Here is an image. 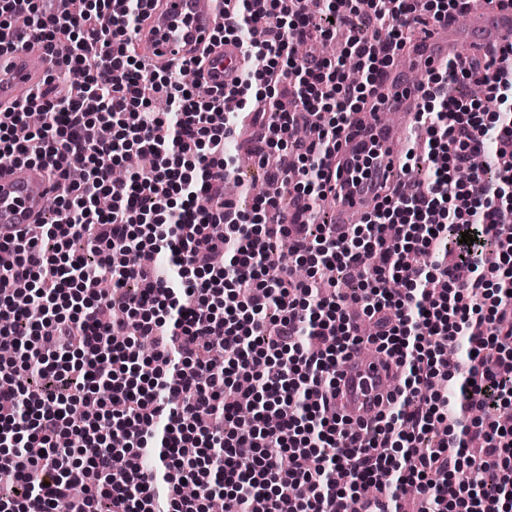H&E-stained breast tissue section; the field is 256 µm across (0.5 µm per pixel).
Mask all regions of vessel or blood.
<instances>
[{
  "instance_id": "vessel-or-blood-1",
  "label": "vessel or blood",
  "mask_w": 512,
  "mask_h": 512,
  "mask_svg": "<svg viewBox=\"0 0 512 512\" xmlns=\"http://www.w3.org/2000/svg\"><path fill=\"white\" fill-rule=\"evenodd\" d=\"M224 23L222 0H154L135 35L142 54L155 66L177 68L204 56L199 73L203 83H232L247 65L239 44L232 39L214 40ZM512 39V8L496 0H472L465 22L451 19L421 32L409 49L410 66H391L378 89L382 110L398 113L393 124L381 112L356 115L341 137L332 170L339 197L335 221L351 223L354 214L371 211L376 203L375 186L397 180L400 146L417 120L418 92L410 79L411 69L426 70L459 56L463 47L485 53ZM53 59L35 37L17 42L13 29L0 28V112L29 98L48 75ZM52 182L41 164H20L0 171V231L7 225L27 227L40 223L51 197ZM400 373L382 352L364 347L341 365L336 378V412L352 423L367 420L382 409L399 385Z\"/></svg>"
}]
</instances>
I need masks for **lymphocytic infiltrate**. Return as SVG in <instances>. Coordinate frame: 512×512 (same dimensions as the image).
I'll return each instance as SVG.
<instances>
[{
	"instance_id": "f902f5d3",
	"label": "lymphocytic infiltrate",
	"mask_w": 512,
	"mask_h": 512,
	"mask_svg": "<svg viewBox=\"0 0 512 512\" xmlns=\"http://www.w3.org/2000/svg\"><path fill=\"white\" fill-rule=\"evenodd\" d=\"M150 2L0 0V27L29 17L55 57L29 102L0 114V151L49 167L57 202L38 233L0 237L11 256L0 264V343L19 355L0 361V512H55L62 501L71 512H209L217 489L224 512H336L370 487L397 503L405 484L424 495L422 512H512V428L496 415L512 404V225L500 219L512 212V43L497 68L461 58L428 69L418 85L428 183L315 238L303 219L328 196L323 159L350 117L419 25L471 0H356L345 12L224 0L225 37L265 64L205 97L129 55ZM340 29L361 81L293 53ZM457 84L483 87L501 113L483 122L481 100L452 95ZM230 100L299 161L274 169L261 151L269 189L249 212L224 197L237 173L224 152ZM136 152L150 165L113 180V161ZM462 169L468 181L456 179ZM296 176L306 186L290 224L279 198ZM278 236L288 259L270 281L261 270ZM447 237L451 265L435 259ZM491 243L500 260L489 265ZM162 251L165 273L152 263ZM300 264L335 267L332 292L296 282ZM18 282L29 286L23 307L10 298ZM353 305L372 335L359 333ZM462 338L473 355L450 400L437 384L458 373ZM367 342L406 374L357 428L336 414L335 382ZM85 402L98 404L96 419L74 418ZM450 403L482 416L444 432ZM147 452L151 471L139 463ZM462 471L469 480H456ZM187 481L199 494L183 493Z\"/></svg>"
}]
</instances>
